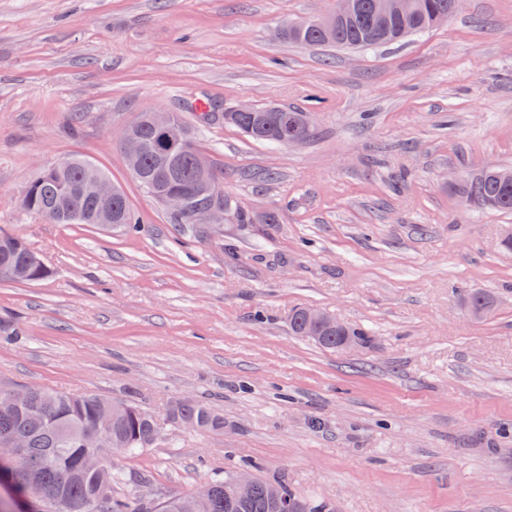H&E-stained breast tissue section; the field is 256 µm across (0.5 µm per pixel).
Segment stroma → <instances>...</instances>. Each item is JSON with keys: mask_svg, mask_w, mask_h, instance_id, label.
I'll return each mask as SVG.
<instances>
[{"mask_svg": "<svg viewBox=\"0 0 512 512\" xmlns=\"http://www.w3.org/2000/svg\"><path fill=\"white\" fill-rule=\"evenodd\" d=\"M333 6L0 0V229L50 269L0 281V384L152 411L162 436L115 455L112 493L157 510L251 460L333 512H512V252L499 246L512 215L458 192L512 167V0H464L392 46L281 37ZM243 100L308 112L313 132L249 140L224 121ZM148 110L195 127L253 223L172 222L119 149ZM72 156L121 185L137 229L22 207L36 175ZM459 288L493 293L494 311L469 316ZM299 307L372 342L333 352L294 336ZM179 399L207 402L223 431L171 423Z\"/></svg>", "mask_w": 512, "mask_h": 512, "instance_id": "1", "label": "stroma"}]
</instances>
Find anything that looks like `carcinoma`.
I'll return each instance as SVG.
<instances>
[{
	"label": "carcinoma",
	"mask_w": 512,
	"mask_h": 512,
	"mask_svg": "<svg viewBox=\"0 0 512 512\" xmlns=\"http://www.w3.org/2000/svg\"><path fill=\"white\" fill-rule=\"evenodd\" d=\"M354 12L345 18H336L325 29L306 28L300 31L286 29L283 37L289 41L309 46H339L376 48L396 44L409 35L427 32L445 15L453 14L452 0H413L411 11L389 18L381 25L374 13V0H354ZM267 123L265 113L241 112L231 125L251 139L270 145H280L278 131L270 127L261 136L257 128ZM141 146V164L145 178L140 186L152 197L173 189L186 191L198 184L196 155L201 153L191 127L174 112L166 113L165 129H160L152 113L142 112L130 124ZM107 177L105 171L83 157H71L59 166L43 170L28 185V200L23 208L31 213L53 216L57 224H97L103 214L100 208L80 195L82 183L91 176ZM117 197L112 201V223L131 224L133 218L126 196L116 188ZM462 197L468 206L512 213V170L498 166L484 168L478 175L462 185ZM36 253L20 236L0 231V266L8 265L19 271L25 282L47 278L46 265L33 262ZM458 295L466 311L475 317L488 315L494 307L493 296L484 290L460 288ZM307 309L295 310L289 320L291 331L305 336L309 325L305 321ZM315 343L327 349H336V343L346 339L356 345L370 342V332L340 324L339 328L320 327ZM111 400L97 394L69 395L50 388L42 389L28 406L12 413L0 412V439L21 436L26 448L16 459L0 458V475L12 480L17 496L29 493L31 480L41 488L53 490L63 486L65 498L75 508L94 500L106 498V512H148L139 503L118 499L112 495V484L122 480L118 472L112 473L111 482L103 485L83 471V460L88 449L81 435L85 431L111 422L112 444L101 453L112 457L116 453L134 455L156 443L160 435L157 422L141 412L133 403H125L121 415L108 416ZM168 420L184 424L203 432L224 429V416L197 400H181L171 405ZM229 479H215L210 483L211 494L206 512H285L293 505L307 512H330L328 505L300 504V498L283 484H274L253 478L252 496L244 501L228 495ZM278 486L279 497L270 495L269 489Z\"/></svg>",
	"instance_id": "carcinoma-1"
}]
</instances>
